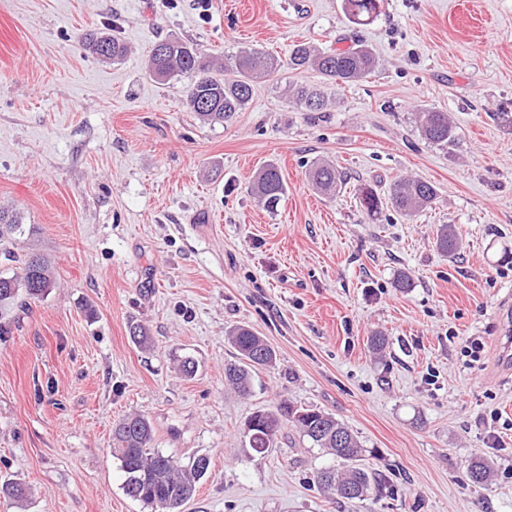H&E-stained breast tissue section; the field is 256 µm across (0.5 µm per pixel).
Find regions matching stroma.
Listing matches in <instances>:
<instances>
[{"mask_svg": "<svg viewBox=\"0 0 512 512\" xmlns=\"http://www.w3.org/2000/svg\"><path fill=\"white\" fill-rule=\"evenodd\" d=\"M342 4L0 0V206L22 214L56 280L0 316V475L30 489L0 512H153L124 494L111 455L115 423L134 412L154 448L209 458L184 512H512L499 343L512 303V0H381L367 26ZM108 24L128 47L115 63L77 41ZM163 38L283 62L301 41L359 38L380 65L329 87V111L297 109L286 81L320 77L284 70L233 122L207 124L183 104L188 77L150 75ZM422 107L449 114L454 146L422 138ZM270 160L287 187L273 213L248 192ZM317 160L347 172L336 196L308 183ZM406 175L430 181L436 204L369 221L357 185L384 194ZM443 224L461 242L452 257L435 246ZM236 325L277 355L246 396L224 381ZM472 336L488 341L484 364L462 354ZM187 357L191 377L178 369ZM283 399L347 424L394 495L324 497L315 475L334 460L289 425L253 451L245 421ZM478 455L492 464L482 486L468 476Z\"/></svg>", "mask_w": 512, "mask_h": 512, "instance_id": "stroma-1", "label": "stroma"}]
</instances>
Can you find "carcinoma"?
Wrapping results in <instances>:
<instances>
[{"instance_id": "carcinoma-1", "label": "carcinoma", "mask_w": 512, "mask_h": 512, "mask_svg": "<svg viewBox=\"0 0 512 512\" xmlns=\"http://www.w3.org/2000/svg\"><path fill=\"white\" fill-rule=\"evenodd\" d=\"M351 23L365 26L379 12V0H344ZM83 46L104 61L122 59L127 48L124 42L108 31H88L80 35ZM379 65L378 58L367 44L353 41L345 48L321 51L306 42L293 46L288 67L292 70L311 68L329 83L352 84L369 77ZM149 68L160 81L191 74L192 82L183 91V104L205 123L232 120L246 109L252 99L256 79L277 68L275 58L259 51L245 52L231 66H221L195 44L180 39H163L151 50ZM286 94L304 112H325L330 105L325 92L303 83H290ZM422 136L430 143L446 148L457 139L456 126L448 113L422 109L418 115ZM308 182L323 194H334L346 181V175L336 165L316 162L305 171ZM251 194L268 209L277 207L286 193L279 166L273 162L262 166L254 175ZM356 198L362 212L377 220L387 208L402 216H411L432 206L437 199L435 186L426 180L404 177L395 180L387 195H381L371 184L359 185ZM27 229L19 213L0 209V246L5 247V259L12 261L17 254L9 247L24 243ZM435 245L446 256L455 254L459 241L454 230L443 224L437 231ZM21 272L0 275V308L12 305L19 295L30 300L43 298L54 287L53 268L42 255L27 252L21 259ZM228 342L237 352V360L224 365L226 384L246 395L252 387L253 373L275 360L267 342L251 327L236 326L227 334ZM252 417L261 418L265 428L254 430L250 447L270 448L285 425L294 427L313 448H321L343 463V469L324 468L317 472L316 482L322 493L347 500H364L382 491L393 493L392 485L380 470H369L361 464L367 449L363 448L350 428L332 415L311 407H298L281 401L271 408L257 410ZM153 427L140 414H130L120 420L112 434V458L119 462L124 481V494L134 501L162 509L180 512L185 502L193 498L200 480L210 466L209 458L198 456L184 464L177 458L150 448ZM472 483L489 481L490 463L475 457L468 465ZM29 488L16 480L0 482V500L21 503L27 500Z\"/></svg>"}]
</instances>
